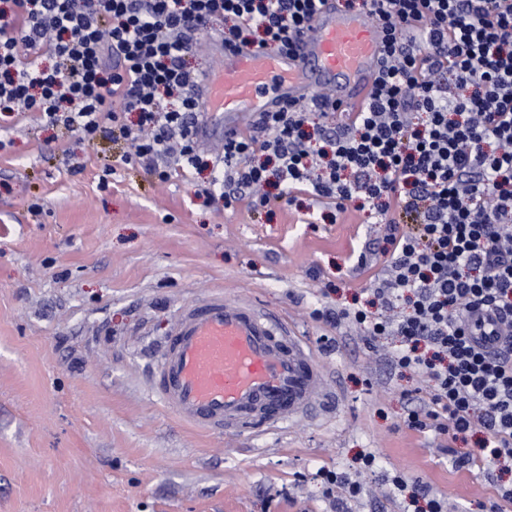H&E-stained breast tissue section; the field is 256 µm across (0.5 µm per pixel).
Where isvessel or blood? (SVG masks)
<instances>
[{
	"label": "vessel or blood",
	"mask_w": 512,
	"mask_h": 512,
	"mask_svg": "<svg viewBox=\"0 0 512 512\" xmlns=\"http://www.w3.org/2000/svg\"><path fill=\"white\" fill-rule=\"evenodd\" d=\"M376 27L328 0L295 50L225 45L221 76L198 92L204 144L244 132L252 116L326 88L340 111L359 109L375 80ZM223 113L224 123L208 116ZM156 395L210 434H259L308 417L328 378L298 326L260 301L217 292L183 307L154 376Z\"/></svg>",
	"instance_id": "vessel-or-blood-1"
}]
</instances>
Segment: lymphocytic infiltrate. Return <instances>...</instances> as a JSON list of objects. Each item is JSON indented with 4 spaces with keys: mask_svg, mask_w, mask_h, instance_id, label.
<instances>
[{
    "mask_svg": "<svg viewBox=\"0 0 512 512\" xmlns=\"http://www.w3.org/2000/svg\"><path fill=\"white\" fill-rule=\"evenodd\" d=\"M324 2L9 0L0 112L39 113L87 143L124 139L125 163L161 182L207 164L213 177L199 195L208 204L264 205L273 184L290 202L302 192L363 201L389 226L372 290L385 313L326 309L320 319L399 337L395 364L431 383L409 429L481 431L480 448L457 465H512V0H361L381 50L373 91L348 122L318 126L315 147L304 127L311 112L334 115L335 102L288 103L206 156L200 75L187 65L195 34L220 18L224 41L290 51ZM258 152L275 171L252 163ZM408 213L416 228L400 231ZM485 330L505 345L478 346Z\"/></svg>",
    "mask_w": 512,
    "mask_h": 512,
    "instance_id": "obj_1",
    "label": "lymphocytic infiltrate"
}]
</instances>
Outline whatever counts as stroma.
<instances>
[{"label": "stroma", "mask_w": 512, "mask_h": 512, "mask_svg": "<svg viewBox=\"0 0 512 512\" xmlns=\"http://www.w3.org/2000/svg\"><path fill=\"white\" fill-rule=\"evenodd\" d=\"M0 140V512H331L323 466L357 475L346 512H403L396 473L456 512L512 489V471L454 467L478 435L405 426L427 384L392 365L396 338L315 315L371 301L386 232L374 211L305 194L207 204L209 172L160 184L122 164L124 142L83 144L35 114L0 115ZM220 290L296 321L339 404L258 435L184 425L152 374L178 308ZM367 451L376 466L356 474Z\"/></svg>", "instance_id": "stroma-1"}]
</instances>
